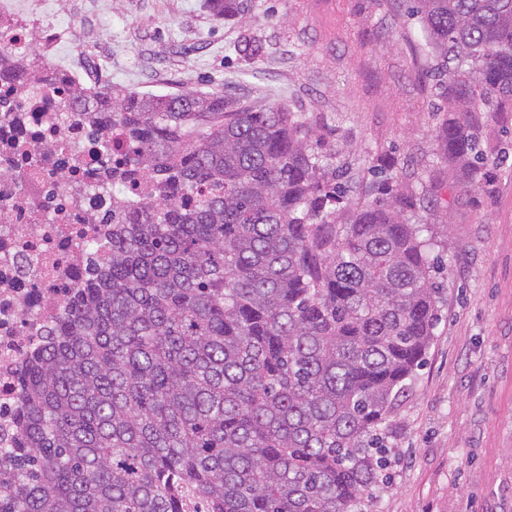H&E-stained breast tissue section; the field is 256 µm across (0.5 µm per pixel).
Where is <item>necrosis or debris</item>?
I'll return each instance as SVG.
<instances>
[{"mask_svg": "<svg viewBox=\"0 0 512 512\" xmlns=\"http://www.w3.org/2000/svg\"><path fill=\"white\" fill-rule=\"evenodd\" d=\"M69 0H0V447L20 375L112 228V66L63 25Z\"/></svg>", "mask_w": 512, "mask_h": 512, "instance_id": "1", "label": "necrosis or debris"}]
</instances>
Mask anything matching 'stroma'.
<instances>
[{
    "instance_id": "obj_1",
    "label": "stroma",
    "mask_w": 512,
    "mask_h": 512,
    "mask_svg": "<svg viewBox=\"0 0 512 512\" xmlns=\"http://www.w3.org/2000/svg\"><path fill=\"white\" fill-rule=\"evenodd\" d=\"M235 18L205 0H108L94 25L112 86L223 92L303 112L359 178L398 162L410 193L435 202L442 290L425 364L391 418L388 464L370 512H512V112L485 120L491 184L462 193L433 140L438 103L419 26L399 0H244ZM263 46L240 55L246 38Z\"/></svg>"
}]
</instances>
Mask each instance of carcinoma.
I'll return each instance as SVG.
<instances>
[{
    "label": "carcinoma",
    "mask_w": 512,
    "mask_h": 512,
    "mask_svg": "<svg viewBox=\"0 0 512 512\" xmlns=\"http://www.w3.org/2000/svg\"><path fill=\"white\" fill-rule=\"evenodd\" d=\"M231 18L240 0H206ZM448 116L436 138L481 184L484 117L512 112V0H409ZM102 112L153 198L112 196L96 278L24 373L0 512H363L390 417L438 321L439 233L388 179L348 169L303 112L220 92L118 90Z\"/></svg>",
    "instance_id": "cac0c4a2"
}]
</instances>
